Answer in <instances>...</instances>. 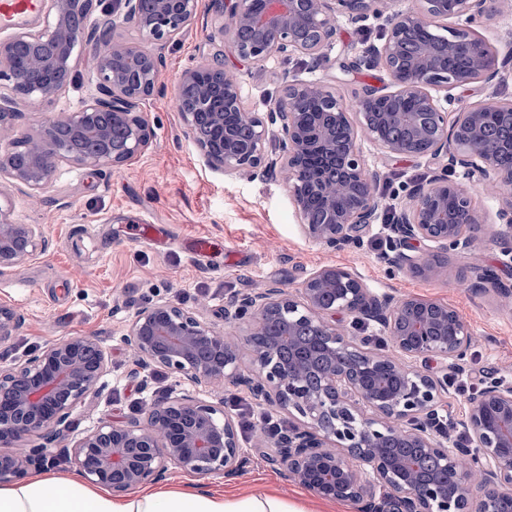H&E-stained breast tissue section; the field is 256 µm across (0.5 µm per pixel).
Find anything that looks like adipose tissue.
<instances>
[{
	"mask_svg": "<svg viewBox=\"0 0 512 512\" xmlns=\"http://www.w3.org/2000/svg\"><path fill=\"white\" fill-rule=\"evenodd\" d=\"M0 512H305L271 493L231 496L187 487H146L118 496L77 475L48 472L0 484Z\"/></svg>",
	"mask_w": 512,
	"mask_h": 512,
	"instance_id": "obj_1",
	"label": "adipose tissue"
}]
</instances>
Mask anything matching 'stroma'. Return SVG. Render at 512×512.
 <instances>
[{"label": "stroma", "instance_id": "obj_1", "mask_svg": "<svg viewBox=\"0 0 512 512\" xmlns=\"http://www.w3.org/2000/svg\"><path fill=\"white\" fill-rule=\"evenodd\" d=\"M217 26L212 17L201 18L167 52L162 90L143 105L155 131L143 156L118 170L63 165L37 204L26 193H11L13 220L42 225L48 247L21 270L0 272V306L19 321L12 337L0 343V361L24 362L72 336L96 338L108 358L98 394L77 409L71 432L56 442L51 468L59 474L74 472L67 448L100 422L145 419L153 400L175 384L173 377L156 378L133 363L124 336L135 312L169 301L220 330L224 304L235 294L273 284L294 295L310 272L326 265L348 267L370 287L455 308L473 331L465 377L477 385L488 374L512 381V302L489 288L464 287L452 276L429 280L391 268L372 247L385 238L378 230L361 247L343 251L309 240L279 175L211 168L173 106L182 73L218 50L225 66L242 75L245 111H269L284 74L323 80L344 101L355 102L365 87L386 78L380 69L339 73L341 62L376 42L374 21L339 20L332 45L316 63L277 53L262 63L242 61ZM363 152L369 165L384 172L379 192L388 201L436 169L424 159L386 156L368 142ZM142 224L162 225L166 241L136 236ZM495 230L484 225L469 254L449 256V268L477 263L512 278V264L504 265L492 243ZM197 239L211 249L195 260L185 245ZM241 437L251 449L241 474L198 478L172 467L163 485L241 495L270 489L293 504H317L311 492L282 476L273 459L276 444L261 428Z\"/></svg>", "mask_w": 512, "mask_h": 512}]
</instances>
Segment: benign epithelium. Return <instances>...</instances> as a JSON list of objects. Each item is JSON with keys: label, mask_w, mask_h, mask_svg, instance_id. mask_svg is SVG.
Returning <instances> with one entry per match:
<instances>
[{"label": "benign epithelium", "mask_w": 512, "mask_h": 512, "mask_svg": "<svg viewBox=\"0 0 512 512\" xmlns=\"http://www.w3.org/2000/svg\"><path fill=\"white\" fill-rule=\"evenodd\" d=\"M502 0H412L384 14L386 0H48L52 21L42 29H22L0 38V127L20 112H42L75 73L79 53L96 62L95 91L76 110L46 118L32 134L0 150V271L15 270L45 251L39 224L11 218L8 188L35 197L64 164L118 170L149 148L154 130L143 102L159 90L165 51L212 12L218 33H230L236 55L259 63L272 54L316 59L330 46L340 18L354 23L384 20L380 43L340 64L382 69L388 82L368 88L345 104L320 80L284 81L273 109L251 112L252 136L240 140L225 125L243 110L242 81L226 69L224 56L187 69L175 105L191 137L215 168L227 173L275 167L289 185L305 235L331 250L359 247L380 219L378 189L384 174L367 164L362 140L387 156L425 158L442 164L440 173L412 185L407 203L391 208L381 225L389 240L386 262L428 278L448 274L440 257L467 253L483 223L471 195L453 175L465 174L498 191L500 227L493 243L512 260V166L500 161L498 146L486 138L484 114L500 113L512 125V100L486 98L465 112L450 109L453 90L482 86L512 70V41L503 52L488 48L481 29L501 13ZM424 25L437 32L440 46L425 47L410 59L396 53L405 31ZM137 33L120 42L122 29ZM468 58L466 69L451 72L447 60ZM196 90L193 98L183 88ZM319 138L303 121L310 100ZM220 132L205 137L200 114ZM278 143L272 159L268 146ZM319 197L323 219L307 217L308 197ZM456 201L453 219L435 220ZM463 282L490 285L506 298L512 287L482 266ZM377 327L394 357L370 347L369 336L347 334L336 316ZM312 330L314 346L288 362L280 357L281 320ZM248 323L236 337L217 331L170 302L137 312L125 342L135 360L175 375L169 396L150 406L145 422H101L71 449L77 470L91 483L125 493L163 478L169 467L200 477L232 476L249 461L228 411L196 396L215 382L245 386L260 404L299 415L280 444L277 461L285 478L313 494L361 504V512H500V498L512 495V383L495 378L453 416L442 403L448 371H462L471 343L469 325L452 307L369 287L354 271L325 266L310 273L300 296L271 286L238 295L224 304V324ZM14 313L0 308V343L11 337ZM252 355L254 373H239L241 345ZM106 356L90 336H73L42 350L25 366L0 367V481L18 480L32 467L54 459V449L27 452L17 443L43 437L54 441L71 429L73 412L99 390ZM463 439L447 445L454 432ZM420 448L456 471L452 485L421 482L417 463L383 448L390 438Z\"/></svg>", "instance_id": "benign-epithelium-1"}]
</instances>
